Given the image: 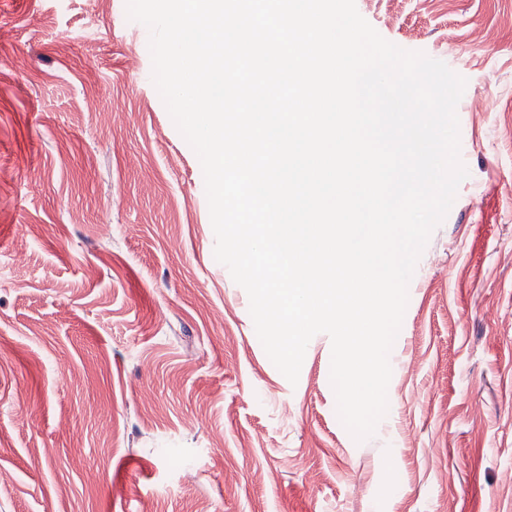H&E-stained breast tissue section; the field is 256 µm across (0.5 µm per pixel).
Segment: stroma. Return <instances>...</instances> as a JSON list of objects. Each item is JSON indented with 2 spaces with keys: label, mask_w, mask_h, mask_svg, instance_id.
<instances>
[{
  "label": "stroma",
  "mask_w": 512,
  "mask_h": 512,
  "mask_svg": "<svg viewBox=\"0 0 512 512\" xmlns=\"http://www.w3.org/2000/svg\"><path fill=\"white\" fill-rule=\"evenodd\" d=\"M356 6L465 78L468 170L361 442L216 261L126 0H0V512H512V0Z\"/></svg>",
  "instance_id": "obj_1"
}]
</instances>
